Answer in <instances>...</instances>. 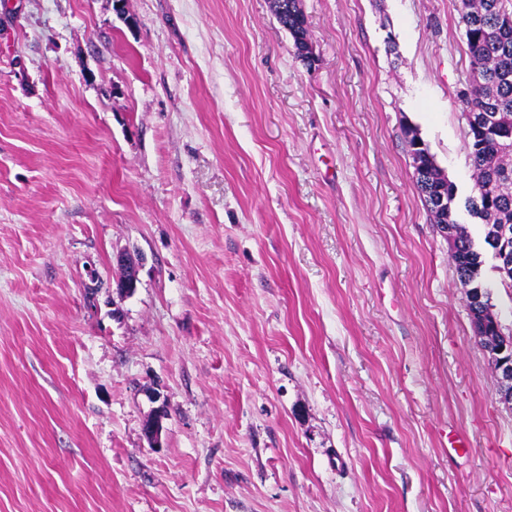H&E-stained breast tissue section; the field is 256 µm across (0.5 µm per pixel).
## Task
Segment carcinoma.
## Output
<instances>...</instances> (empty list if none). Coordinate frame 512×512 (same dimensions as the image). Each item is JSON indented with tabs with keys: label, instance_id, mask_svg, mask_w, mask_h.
<instances>
[{
	"label": "carcinoma",
	"instance_id": "cac0c4a2",
	"mask_svg": "<svg viewBox=\"0 0 512 512\" xmlns=\"http://www.w3.org/2000/svg\"><path fill=\"white\" fill-rule=\"evenodd\" d=\"M273 7L276 19L293 38L297 57L309 59L303 51L310 40L309 22L300 0H273ZM504 14L512 16V0H462L459 23L466 39L469 66H481L494 75H508L462 94L460 101L470 112L490 108L512 116V23H499ZM468 160L478 194L490 196L482 220L483 241L488 245L497 237L500 225H512V151L480 148L473 143L469 145ZM448 223L457 230L456 253L450 255L455 270L463 269L474 278H481L483 255L466 228L456 223L451 208Z\"/></svg>",
	"mask_w": 512,
	"mask_h": 512
}]
</instances>
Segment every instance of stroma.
<instances>
[{
  "instance_id": "1",
  "label": "stroma",
  "mask_w": 512,
  "mask_h": 512,
  "mask_svg": "<svg viewBox=\"0 0 512 512\" xmlns=\"http://www.w3.org/2000/svg\"><path fill=\"white\" fill-rule=\"evenodd\" d=\"M301 6L0 0V512H512L403 130L482 242L461 0ZM273 7L276 19L293 38L297 58L310 61V51L302 50L309 44L310 30L308 18L300 7V0H274Z\"/></svg>"
}]
</instances>
